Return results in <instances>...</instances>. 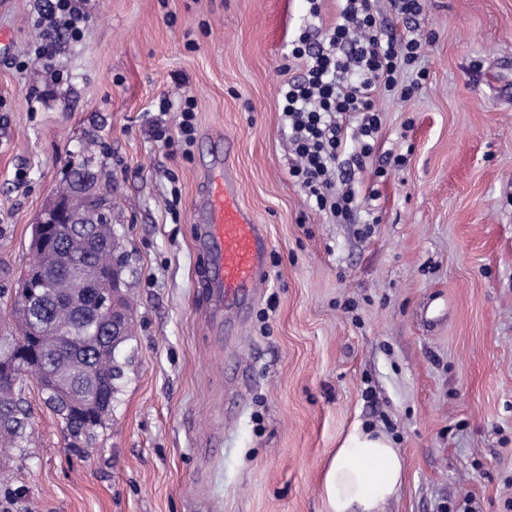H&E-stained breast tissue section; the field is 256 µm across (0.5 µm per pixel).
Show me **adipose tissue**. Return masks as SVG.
I'll return each instance as SVG.
<instances>
[{"label": "adipose tissue", "mask_w": 512, "mask_h": 512, "mask_svg": "<svg viewBox=\"0 0 512 512\" xmlns=\"http://www.w3.org/2000/svg\"><path fill=\"white\" fill-rule=\"evenodd\" d=\"M403 479L404 461L392 438L354 426L325 467L320 488L324 512H385Z\"/></svg>", "instance_id": "adipose-tissue-1"}]
</instances>
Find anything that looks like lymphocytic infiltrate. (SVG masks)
<instances>
[{
    "instance_id": "1",
    "label": "lymphocytic infiltrate",
    "mask_w": 512,
    "mask_h": 512,
    "mask_svg": "<svg viewBox=\"0 0 512 512\" xmlns=\"http://www.w3.org/2000/svg\"><path fill=\"white\" fill-rule=\"evenodd\" d=\"M420 49L417 39L380 29L371 0H344L325 39L307 27L293 40L290 56L303 73L282 86L281 114L298 158L290 174L316 210L352 213L353 195L336 188V165L352 141L355 163L373 154L381 129L374 95L395 89L398 69L415 62Z\"/></svg>"
}]
</instances>
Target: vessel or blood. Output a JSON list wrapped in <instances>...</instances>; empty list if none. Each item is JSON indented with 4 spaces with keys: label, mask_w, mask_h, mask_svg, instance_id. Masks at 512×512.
Here are the masks:
<instances>
[{
    "label": "vessel or blood",
    "mask_w": 512,
    "mask_h": 512,
    "mask_svg": "<svg viewBox=\"0 0 512 512\" xmlns=\"http://www.w3.org/2000/svg\"><path fill=\"white\" fill-rule=\"evenodd\" d=\"M197 203L205 214L198 239L208 262L204 285L213 289L217 303L242 306L266 275L265 227L242 204L232 167L204 176Z\"/></svg>",
    "instance_id": "b4317fda"
}]
</instances>
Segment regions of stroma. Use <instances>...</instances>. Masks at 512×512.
<instances>
[{
    "instance_id": "1",
    "label": "stroma",
    "mask_w": 512,
    "mask_h": 512,
    "mask_svg": "<svg viewBox=\"0 0 512 512\" xmlns=\"http://www.w3.org/2000/svg\"><path fill=\"white\" fill-rule=\"evenodd\" d=\"M45 6L0 0V336L33 226L84 163L109 184L134 330L89 447L25 378L30 444L0 457V512H323L358 423L404 458L385 512H512V0H422L407 21L374 0L423 50L375 94L373 155L336 173L346 221L289 173L279 92L306 0H88L82 38L38 61ZM183 94L194 138L169 147L153 128L179 114L159 103ZM228 139L270 242L244 312L210 307L192 207Z\"/></svg>"
}]
</instances>
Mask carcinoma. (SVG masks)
Masks as SVG:
<instances>
[{"label": "carcinoma", "instance_id": "obj_1", "mask_svg": "<svg viewBox=\"0 0 512 512\" xmlns=\"http://www.w3.org/2000/svg\"><path fill=\"white\" fill-rule=\"evenodd\" d=\"M121 243L112 232V224L103 222L101 230L76 239L70 231L52 238L43 250L35 252L33 266L38 270L41 290L31 305L17 298L18 332L27 342L31 356L21 372L41 375L48 371L76 385L77 376L91 371L108 381L101 399L81 402L67 411L55 410L62 419L67 435L81 439L105 426L112 416V404L118 393L123 368L117 365L115 348L106 342L91 310L77 314L71 307L76 298L89 305L97 284L89 278L72 275L70 269L82 264L92 269L110 267L115 258L125 259ZM24 378L0 385V406L16 411L20 428L0 425V448L18 452L28 447L27 419L20 391Z\"/></svg>", "mask_w": 512, "mask_h": 512}]
</instances>
